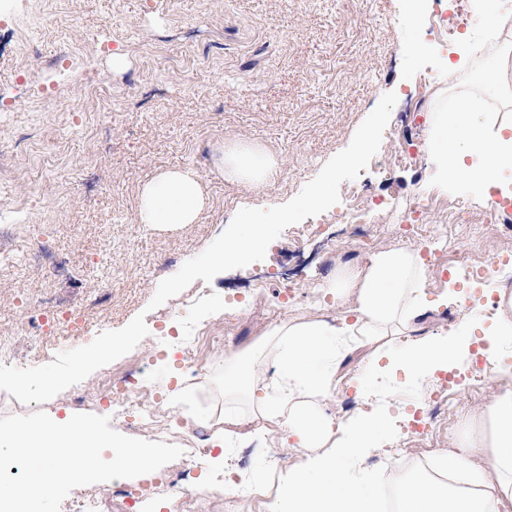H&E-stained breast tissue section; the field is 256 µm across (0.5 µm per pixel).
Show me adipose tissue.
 <instances>
[{
  "instance_id": "1",
  "label": "adipose tissue",
  "mask_w": 512,
  "mask_h": 512,
  "mask_svg": "<svg viewBox=\"0 0 512 512\" xmlns=\"http://www.w3.org/2000/svg\"><path fill=\"white\" fill-rule=\"evenodd\" d=\"M498 58L482 73V90L465 95L453 112L438 115L435 141L441 185L469 175L474 189L488 194L512 171V122L489 132L487 99L508 72ZM277 166L274 154L242 140L224 147V178L251 190L264 188ZM208 197L190 169L159 173L139 194L142 223H194ZM348 306L336 320L291 318L265 337L255 359L234 357L224 368V406L211 408L215 436L264 441L287 434L307 457L283 475L268 512H381L379 498L365 484L363 464L381 448L378 432L388 418L390 389L375 411L349 418L327 413L325 400L336 391L344 359L370 351L371 379L403 372L414 389L429 373L444 369L469 343L432 336L395 352V337L407 335L425 311L426 268L420 249L394 247L372 254L361 265H337L320 284ZM272 358L275 371L261 376L256 359ZM435 476L412 477L400 487L401 512H512V384L466 421L457 444L434 457Z\"/></svg>"
}]
</instances>
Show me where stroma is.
Returning <instances> with one entry per match:
<instances>
[{
	"instance_id": "obj_1",
	"label": "stroma",
	"mask_w": 512,
	"mask_h": 512,
	"mask_svg": "<svg viewBox=\"0 0 512 512\" xmlns=\"http://www.w3.org/2000/svg\"><path fill=\"white\" fill-rule=\"evenodd\" d=\"M419 9L421 21L408 14ZM458 27L477 52L469 65L450 72L457 41L441 30ZM479 17L461 22L448 0H0V163L11 170L0 179V336L13 337L29 368L53 361L65 350L89 344L101 332L144 315L149 334L127 363L149 361L144 390L133 403L156 404L173 428L169 444L182 445L205 421L181 420L173 394L188 391L195 404L217 403L224 391V364L253 352L270 327L301 315H343L319 283L336 258L353 262L404 243V221L418 198L433 206L423 216L431 234L410 240L423 253L447 256L449 249H477L484 277L427 267L428 297L454 283L458 299L428 311L417 322L427 334L478 320L469 353L447 370L428 376L436 384L453 375L460 415L437 427V449L450 447L472 410L493 391L478 392L466 380L476 363L512 368V340L488 354L485 336L493 321L485 314L498 289H512V233L488 227L473 233L487 203L465 189L446 192L435 173L431 134L439 112L455 98L481 87L486 62L504 41L489 39ZM128 66L113 70V55ZM112 92L102 103L84 93L87 78ZM397 103L380 149L355 182L361 220L373 236L352 235L346 202L314 216L318 234L294 242L283 231L264 260L196 280L158 308H150L159 282L201 254L239 209H268L294 198L323 165L346 148L364 119L387 92ZM243 139L275 151L279 167L259 192L224 181L219 172L225 141ZM52 152L51 164L38 155ZM191 168L203 179L209 199L197 223L176 226L139 220L142 184L166 169ZM470 226L446 230L459 206ZM61 308L78 314L84 330L42 333L31 312ZM221 330L233 321L218 348L193 341L180 347L178 311ZM203 365L200 379L186 376L187 363ZM116 364L106 365L46 403H20L0 390V417L44 411L51 418L76 413L110 417L111 428L136 438L147 433L114 415L101 384ZM391 410L398 424L383 430L386 445L375 451L377 478L400 479L412 437L403 427L423 409L424 399L403 378L392 382ZM273 455L252 454L238 469L243 444H217L235 466L243 512H267L281 468L301 458L287 436L272 443ZM189 480L213 491L199 512H220L223 472L210 458L187 463Z\"/></svg>"
}]
</instances>
